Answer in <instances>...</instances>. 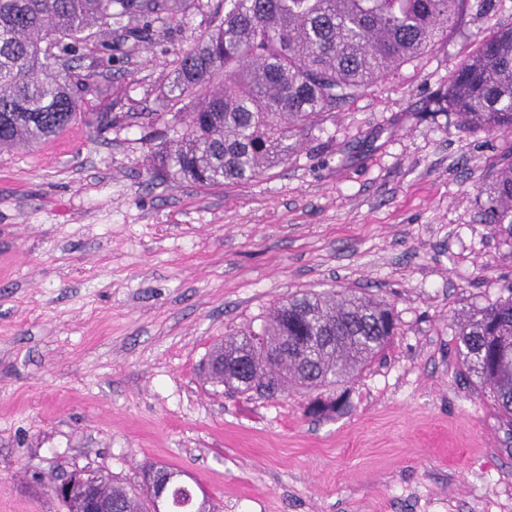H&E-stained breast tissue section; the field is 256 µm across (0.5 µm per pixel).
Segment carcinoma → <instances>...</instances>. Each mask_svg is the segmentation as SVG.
Segmentation results:
<instances>
[{
    "instance_id": "1",
    "label": "carcinoma",
    "mask_w": 512,
    "mask_h": 512,
    "mask_svg": "<svg viewBox=\"0 0 512 512\" xmlns=\"http://www.w3.org/2000/svg\"><path fill=\"white\" fill-rule=\"evenodd\" d=\"M469 0H222L224 16L174 61L167 105L192 107L186 128L173 113L146 137L158 165L202 187L250 181L288 163L294 140L339 106L366 94L403 63L448 38ZM167 0H0V149H24L77 119L88 88L72 63L90 54L112 61V20L137 21L130 36L148 43ZM53 58L61 70L48 74ZM460 128L512 134V26L498 29L466 60L441 97ZM480 222L512 236V163L501 169ZM396 321L386 304L353 289L306 292L274 306L260 329L217 346L224 379L240 393L317 390L352 379L386 349ZM462 367L512 426V296L461 324ZM280 351L272 362L269 348ZM172 476L167 504L145 482L101 481L114 512H199L195 493Z\"/></svg>"
}]
</instances>
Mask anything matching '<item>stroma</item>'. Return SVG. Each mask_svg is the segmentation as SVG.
<instances>
[{
  "label": "stroma",
  "mask_w": 512,
  "mask_h": 512,
  "mask_svg": "<svg viewBox=\"0 0 512 512\" xmlns=\"http://www.w3.org/2000/svg\"><path fill=\"white\" fill-rule=\"evenodd\" d=\"M219 0H169L156 36L88 57L79 117L0 153V512H61L75 469L128 485L150 462L215 512H512V426L461 371L458 323L512 295V237L480 221L512 135L439 99L512 0H471L447 40L242 184L154 179L174 60ZM354 288L397 322L380 359L310 394L225 391L201 368L304 291Z\"/></svg>",
  "instance_id": "obj_1"
}]
</instances>
